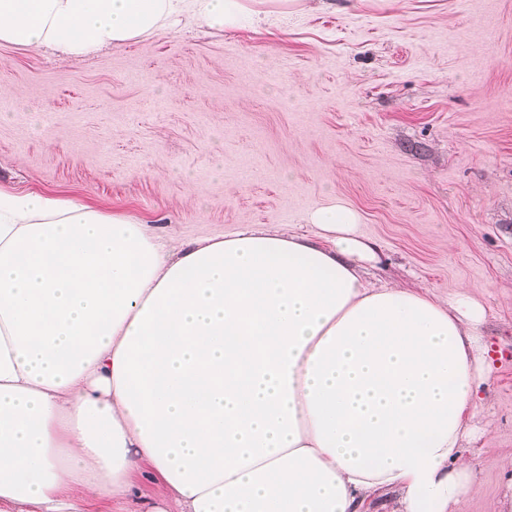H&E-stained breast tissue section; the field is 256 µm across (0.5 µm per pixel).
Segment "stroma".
<instances>
[{
  "instance_id": "35a3bbf8",
  "label": "stroma",
  "mask_w": 512,
  "mask_h": 512,
  "mask_svg": "<svg viewBox=\"0 0 512 512\" xmlns=\"http://www.w3.org/2000/svg\"><path fill=\"white\" fill-rule=\"evenodd\" d=\"M0 188L186 240L352 207L373 282L483 305L460 512L512 484V0H304L83 58L0 45Z\"/></svg>"
}]
</instances>
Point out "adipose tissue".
<instances>
[{"label": "adipose tissue", "mask_w": 512, "mask_h": 512, "mask_svg": "<svg viewBox=\"0 0 512 512\" xmlns=\"http://www.w3.org/2000/svg\"><path fill=\"white\" fill-rule=\"evenodd\" d=\"M298 0H0V45L84 56L186 16ZM311 234L177 240L62 196L0 192V512H457L482 306L367 282L352 208Z\"/></svg>", "instance_id": "adipose-tissue-1"}]
</instances>
